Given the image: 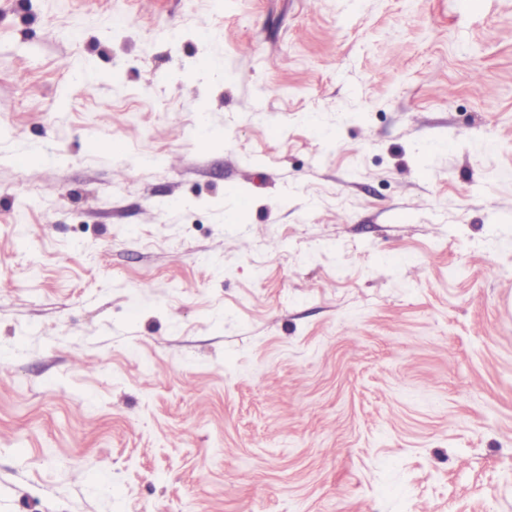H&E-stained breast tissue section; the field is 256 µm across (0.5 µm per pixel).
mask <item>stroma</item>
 Wrapping results in <instances>:
<instances>
[{
	"label": "stroma",
	"instance_id": "1",
	"mask_svg": "<svg viewBox=\"0 0 512 512\" xmlns=\"http://www.w3.org/2000/svg\"><path fill=\"white\" fill-rule=\"evenodd\" d=\"M1 281L0 512H512V0H0Z\"/></svg>",
	"mask_w": 512,
	"mask_h": 512
}]
</instances>
